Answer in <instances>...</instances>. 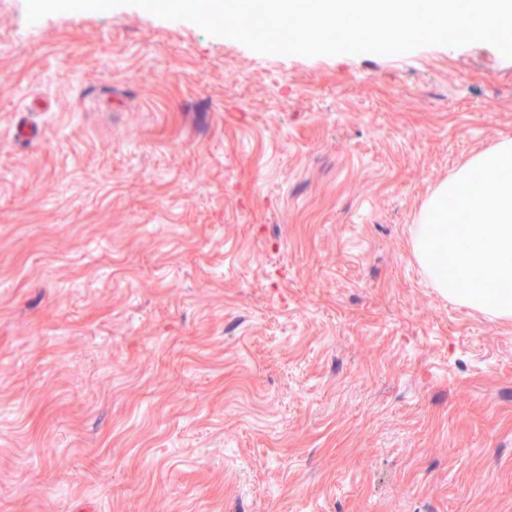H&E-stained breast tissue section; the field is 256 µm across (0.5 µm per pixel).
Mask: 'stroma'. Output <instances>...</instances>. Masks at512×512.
Wrapping results in <instances>:
<instances>
[{"mask_svg": "<svg viewBox=\"0 0 512 512\" xmlns=\"http://www.w3.org/2000/svg\"><path fill=\"white\" fill-rule=\"evenodd\" d=\"M504 138L487 43L0 0V512H512V320L409 245Z\"/></svg>", "mask_w": 512, "mask_h": 512, "instance_id": "obj_1", "label": "stroma"}]
</instances>
